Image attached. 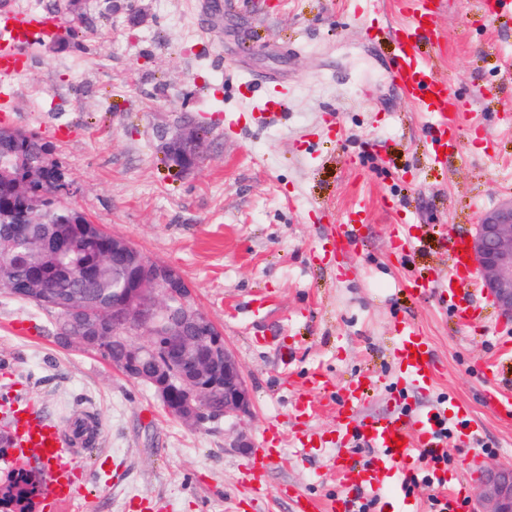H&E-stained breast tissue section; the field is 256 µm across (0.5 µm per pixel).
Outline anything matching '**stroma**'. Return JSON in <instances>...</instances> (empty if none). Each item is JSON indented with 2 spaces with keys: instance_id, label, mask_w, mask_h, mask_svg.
Masks as SVG:
<instances>
[{
  "instance_id": "obj_1",
  "label": "stroma",
  "mask_w": 512,
  "mask_h": 512,
  "mask_svg": "<svg viewBox=\"0 0 512 512\" xmlns=\"http://www.w3.org/2000/svg\"><path fill=\"white\" fill-rule=\"evenodd\" d=\"M436 74L467 109L444 163L429 156L428 119L392 83L394 0H82L76 39L34 43L10 90V127L38 134L67 174L65 203L180 268L202 312L222 330L251 391L242 420L188 426L153 390L99 357L68 349L52 313L0 290V391L18 385L63 427L95 416V447H76L79 493L70 512H252L239 432L280 452L260 476L264 512H292L289 490L335 497L337 448H295L294 402L313 372L330 379L311 428L333 427L335 392L372 376L366 416H419L444 403L470 406L479 442L450 448L448 476L512 465V420L483 401L484 367L512 337L475 282L481 330L458 326L434 297L410 300L406 280L446 279V239L512 195V25L476 0H446ZM287 80L270 104L266 76ZM193 117L207 129L199 163L166 161L159 132ZM370 222L337 270L318 251L345 211ZM426 232L420 252L391 227ZM415 322L442 368L426 393L400 381L397 332ZM491 454H484V447Z\"/></svg>"
}]
</instances>
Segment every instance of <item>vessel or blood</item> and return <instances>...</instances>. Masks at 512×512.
<instances>
[{"mask_svg":"<svg viewBox=\"0 0 512 512\" xmlns=\"http://www.w3.org/2000/svg\"><path fill=\"white\" fill-rule=\"evenodd\" d=\"M400 5L407 19L392 31L399 46L392 80L418 111L430 117V156L436 161L442 148L456 142L461 118L460 111L450 103L447 84L437 78L430 57L422 50L425 44L439 42L436 16L440 0H400ZM64 30V23L55 15L35 14L23 9L0 12V72L21 71L23 50L34 36L50 39L62 35ZM429 93L434 96L430 102L425 99ZM367 222L363 207L351 208L333 237L334 252H350ZM445 250L448 254L447 280L428 283L411 280L407 282L405 292L414 300L435 295L457 323L467 327L479 320L480 311L469 296L457 293L455 288L456 282L473 279L475 275L473 265L466 262L470 254L466 236H455ZM395 360L401 378L423 389L433 387L437 372L435 359L429 342L413 323H405L398 332ZM511 366L512 340L508 339L501 341L498 358L488 373L489 386L484 392V401L491 411L512 413V392L501 385L502 376ZM309 387V394L303 395L296 405L298 416L306 420L310 419L313 409L312 394L322 395L330 391L328 379L319 372L312 374ZM372 387L370 377L354 379L336 402L335 428L331 434L301 428L296 431L295 439L303 448L345 446L355 441L370 451L363 464L343 458L335 460L336 479L342 493L331 501L329 512H352L354 503L376 494L397 500L400 504L398 512H421L418 504L407 495L405 485L414 476L420 458L441 454L447 448V439L438 434L445 414L436 409L405 419L359 417L358 410ZM0 421L7 423L13 431V457L32 454L47 464L46 486L51 512H67L75 498L76 471L71 462L73 442L63 427L43 416L29 397L14 391L9 393L6 401L0 402ZM467 486V480L460 479L446 488L443 501L448 512H462L468 498Z\"/></svg>","mask_w":512,"mask_h":512,"instance_id":"1","label":"vessel or blood"}]
</instances>
